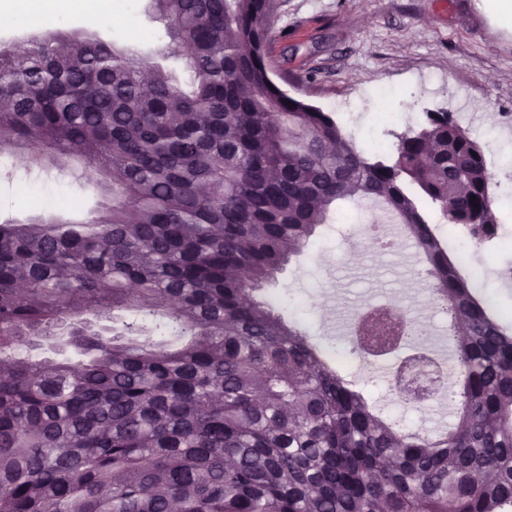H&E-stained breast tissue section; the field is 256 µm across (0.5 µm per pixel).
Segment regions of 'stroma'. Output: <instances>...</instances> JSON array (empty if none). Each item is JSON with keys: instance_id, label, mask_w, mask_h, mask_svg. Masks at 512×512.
Instances as JSON below:
<instances>
[{"instance_id": "obj_1", "label": "stroma", "mask_w": 512, "mask_h": 512, "mask_svg": "<svg viewBox=\"0 0 512 512\" xmlns=\"http://www.w3.org/2000/svg\"><path fill=\"white\" fill-rule=\"evenodd\" d=\"M270 64L289 93L334 111L336 100L359 98L374 87L385 95L372 105L364 122L366 145L391 132L380 122L383 112L446 109L449 92L468 103L512 121V0H274ZM55 19L46 31L69 35L97 32L118 47L145 50L155 45L165 23L150 0H112L111 14L75 8L72 0H55ZM98 190L67 171L37 164L0 161V222L24 220L45 212L65 217L98 208ZM378 205L345 206L348 224H325L311 245L293 257L267 285L266 296L290 294L306 328L320 347L334 344L337 315L345 301L384 287L424 288L426 276L409 272L413 261L401 250L368 255L364 266L350 264L359 253L349 225L370 222ZM484 271L483 295L503 312L512 311V250L501 248L473 256ZM344 373L369 396L383 416L397 417L404 429L415 418L399 412L375 363L347 359Z\"/></svg>"}]
</instances>
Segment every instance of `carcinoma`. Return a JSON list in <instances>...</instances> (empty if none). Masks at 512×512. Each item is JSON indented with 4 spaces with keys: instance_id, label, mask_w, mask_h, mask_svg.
<instances>
[{
    "instance_id": "carcinoma-1",
    "label": "carcinoma",
    "mask_w": 512,
    "mask_h": 512,
    "mask_svg": "<svg viewBox=\"0 0 512 512\" xmlns=\"http://www.w3.org/2000/svg\"><path fill=\"white\" fill-rule=\"evenodd\" d=\"M151 2L148 54L94 33L0 49V155L94 172L108 199L0 224V512H512V322L422 206L490 239L485 146L441 110L380 160L276 80L273 0ZM363 202L451 313L446 431L384 421L256 297ZM52 341L59 358L34 355Z\"/></svg>"
}]
</instances>
